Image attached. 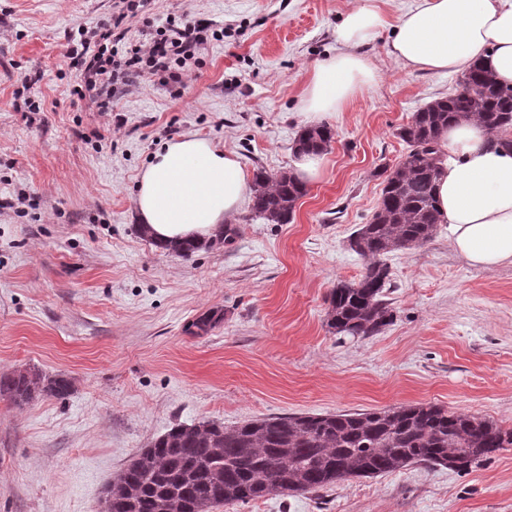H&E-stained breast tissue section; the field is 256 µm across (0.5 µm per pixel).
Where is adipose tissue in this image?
<instances>
[{"label": "adipose tissue", "instance_id": "ef3b65f1", "mask_svg": "<svg viewBox=\"0 0 512 512\" xmlns=\"http://www.w3.org/2000/svg\"><path fill=\"white\" fill-rule=\"evenodd\" d=\"M379 0H356L336 28L341 49L316 64L302 109L316 119L345 106L377 74L360 48L385 28ZM388 55L418 71L454 74L481 64L512 86V0H415L394 27ZM477 121L440 135L451 156L436 186L453 246L475 266L512 264V152L496 147ZM239 158L192 134L163 143L140 174L137 219L161 245H202L219 238L250 192Z\"/></svg>", "mask_w": 512, "mask_h": 512}]
</instances>
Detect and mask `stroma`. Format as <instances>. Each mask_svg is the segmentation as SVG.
I'll list each match as a JSON object with an SVG mask.
<instances>
[{
	"label": "stroma",
	"instance_id": "35a3bbf8",
	"mask_svg": "<svg viewBox=\"0 0 512 512\" xmlns=\"http://www.w3.org/2000/svg\"><path fill=\"white\" fill-rule=\"evenodd\" d=\"M112 6L0 0V196L27 194L23 214L0 209V377L31 367L74 383L63 401L0 398V512H98L152 439L204 418L438 405L511 429L512 265L469 264L447 225L387 256L394 318L380 334L342 337L326 319L331 289L363 271L349 237L380 202L382 167L408 149L399 129L454 93L457 75L402 67L382 31L363 49L378 79L325 117V168L291 221L246 204L232 243L184 256L140 236V171L184 134L248 173L291 171L309 124L302 91L338 52L348 0H153L152 16L210 20L224 38L188 63L184 85L155 76L102 112L74 95L67 51ZM216 309L219 325L190 332ZM212 512H512V447L466 471L413 464Z\"/></svg>",
	"mask_w": 512,
	"mask_h": 512
}]
</instances>
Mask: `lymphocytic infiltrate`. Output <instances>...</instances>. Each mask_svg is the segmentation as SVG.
<instances>
[{
  "label": "lymphocytic infiltrate",
  "instance_id": "obj_1",
  "mask_svg": "<svg viewBox=\"0 0 512 512\" xmlns=\"http://www.w3.org/2000/svg\"><path fill=\"white\" fill-rule=\"evenodd\" d=\"M118 2L117 11L90 35L81 37L79 47L68 53L80 75L75 94H91L104 112L111 111L114 99L128 93L144 77L165 73L172 82H180L181 67L195 57L208 38L224 36L212 22L180 23L169 16L156 26L149 40L133 41L126 37L127 24L147 0Z\"/></svg>",
  "mask_w": 512,
  "mask_h": 512
}]
</instances>
